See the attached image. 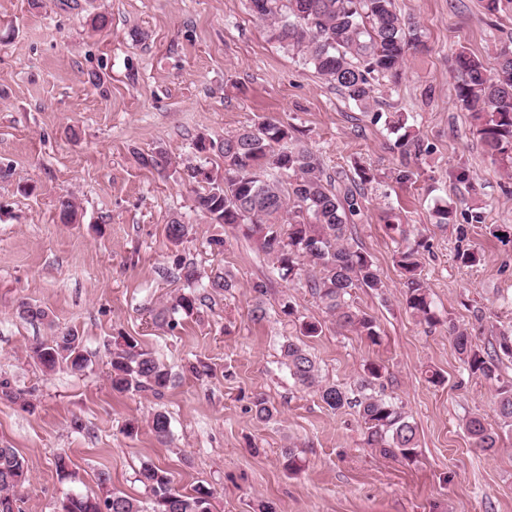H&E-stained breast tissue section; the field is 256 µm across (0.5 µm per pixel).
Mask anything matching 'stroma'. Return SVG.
Returning a JSON list of instances; mask_svg holds the SVG:
<instances>
[{
    "mask_svg": "<svg viewBox=\"0 0 512 512\" xmlns=\"http://www.w3.org/2000/svg\"><path fill=\"white\" fill-rule=\"evenodd\" d=\"M416 25L420 44L398 79L374 83L363 109L306 65L270 41L248 0H0V379L33 390L34 412L0 400V446L24 458L27 478L15 494L20 512H58L70 494L99 491L108 474L117 488L148 501L138 482L142 463L167 469L174 487L203 485L217 512H512V433L500 448L472 447L466 420L493 418L495 391L465 369L445 319L469 329L479 344L512 332V168L493 163L473 135V121L456 99L454 59L465 51L494 69L502 47H512V0L488 13L485 0H395ZM108 19L91 25L94 15ZM100 86L88 81L89 75ZM407 115L420 155L402 154L386 119ZM267 117L288 121L321 158L332 177L353 175L356 164L376 169L381 183L354 228L386 285L358 290L354 304L378 325L377 342L327 323L308 289L289 288L253 241L240 231L207 223L194 209L190 167L220 168L212 141ZM165 149L171 164L159 172L136 156ZM415 177L398 184L391 171ZM467 167L470 184L453 171ZM74 195L79 223L58 217V200ZM483 223H467L472 205ZM452 213L436 222L437 206ZM180 218L195 228L171 245L165 227ZM426 241L421 273L440 325L419 324L404 305L395 264L396 236ZM505 231V239L494 230ZM225 240L221 253L205 245ZM475 250L465 265L458 252ZM202 271L219 268L237 280L228 293H208L197 313L176 329L154 319L156 309L181 292L163 277L174 259ZM265 281L267 317L251 320V286ZM290 294L299 312L324 322L308 339L323 379L353 385L365 363L384 365L381 383L418 426L413 460L379 455L363 443L354 410L327 408L296 387L280 364V345L294 332L279 310ZM43 308L45 322H28L22 304ZM78 330L91 363L81 372H44L30 355L39 340ZM135 337L171 368L175 380L163 399L113 393L109 352L118 336ZM209 365V376L184 372ZM438 370L443 384L425 379ZM278 409L256 421L254 395ZM170 418L159 443L149 427L153 410ZM139 423L127 436L128 421ZM302 448L306 468L288 476L282 452ZM72 460L60 478L54 459Z\"/></svg>",
    "mask_w": 512,
    "mask_h": 512,
    "instance_id": "stroma-1",
    "label": "stroma"
}]
</instances>
